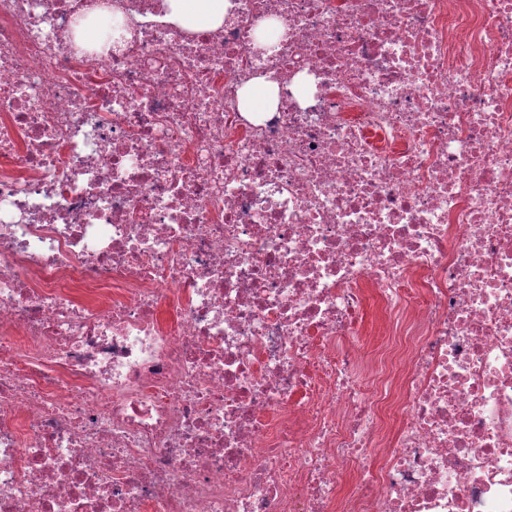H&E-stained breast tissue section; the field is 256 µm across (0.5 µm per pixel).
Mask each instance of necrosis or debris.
<instances>
[{
  "instance_id": "4bbe7bcc",
  "label": "necrosis or debris",
  "mask_w": 512,
  "mask_h": 512,
  "mask_svg": "<svg viewBox=\"0 0 512 512\" xmlns=\"http://www.w3.org/2000/svg\"><path fill=\"white\" fill-rule=\"evenodd\" d=\"M230 3L0 0V512H512V0ZM227 0H168L167 20L189 31L221 26ZM240 94L243 103L247 102L253 106L249 112H263L265 108H271L277 103L276 85L263 79H255L245 85ZM256 99L261 100V107L255 106ZM364 330L367 336H363L371 344H381L385 342V317L381 308L375 299H370L366 310L364 311Z\"/></svg>"
}]
</instances>
